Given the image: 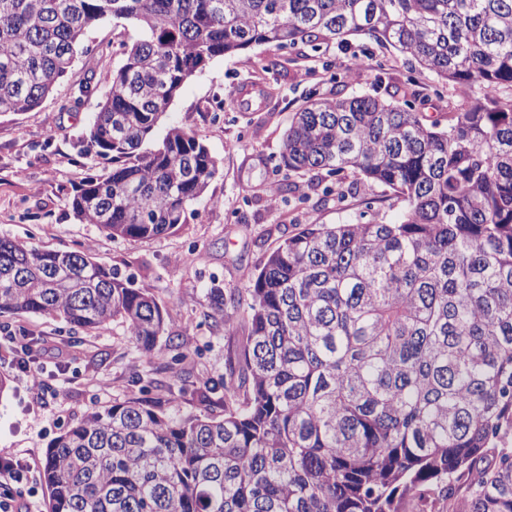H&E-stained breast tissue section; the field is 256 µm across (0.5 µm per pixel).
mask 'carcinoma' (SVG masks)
Returning a JSON list of instances; mask_svg holds the SVG:
<instances>
[{
    "mask_svg": "<svg viewBox=\"0 0 512 512\" xmlns=\"http://www.w3.org/2000/svg\"><path fill=\"white\" fill-rule=\"evenodd\" d=\"M141 35L79 155L110 165L70 206L142 240L186 223L217 173L196 136L153 144L183 83L261 44L387 43L480 96L448 127L377 96L310 99L290 172L345 171L403 203L394 222L301 224L249 281L224 397L173 415L131 399L48 445L49 512H512V0H0V114L38 112L86 31ZM211 314L241 296L209 289ZM111 321L146 358L169 311L85 252L0 238V318ZM221 404L224 413L209 408Z\"/></svg>",
    "mask_w": 512,
    "mask_h": 512,
    "instance_id": "obj_1",
    "label": "carcinoma"
}]
</instances>
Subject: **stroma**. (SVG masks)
Returning <instances> with one entry per match:
<instances>
[{
    "label": "stroma",
    "mask_w": 512,
    "mask_h": 512,
    "mask_svg": "<svg viewBox=\"0 0 512 512\" xmlns=\"http://www.w3.org/2000/svg\"><path fill=\"white\" fill-rule=\"evenodd\" d=\"M138 29L107 21L91 28L77 47L73 66L40 111L0 114V237L38 248L85 251L134 287L149 290L172 319L166 333L176 344L146 360L117 321L92 332L74 331L51 317L10 319L0 331V459L27 464L22 481L0 482V500L31 512H48L42 463L52 439L87 414L130 398L168 400L177 385L172 414L200 412L197 392L220 386L225 361L248 335L244 311L230 324L208 318V290L245 288L265 256L300 224H345L361 216L395 219L402 204L392 192L349 172L279 171L284 132L306 96L378 95L414 105L427 120L448 124L466 111L475 89L438 83L434 74L394 48L362 36L297 51L255 45L239 55L212 60L177 93L158 129L191 130L216 159L218 171L185 224L153 239L111 237L79 221L69 205L75 186L104 174L94 156L75 144L91 125L110 75L124 60L123 46ZM110 51L101 62V51ZM368 68L346 69L353 53ZM93 79L94 93L79 87ZM288 180L293 190L271 200L267 185ZM37 342L33 389L18 370L11 335ZM182 360H175V353Z\"/></svg>",
    "instance_id": "35a3bbf8"
}]
</instances>
